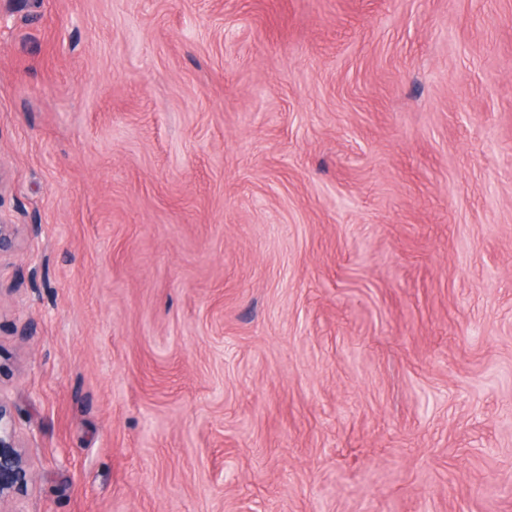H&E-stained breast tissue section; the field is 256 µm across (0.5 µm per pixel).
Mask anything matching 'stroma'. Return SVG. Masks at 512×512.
<instances>
[{"label": "stroma", "instance_id": "35a3bbf8", "mask_svg": "<svg viewBox=\"0 0 512 512\" xmlns=\"http://www.w3.org/2000/svg\"><path fill=\"white\" fill-rule=\"evenodd\" d=\"M0 512H512V0H0ZM11 408L0 397V504L30 480Z\"/></svg>", "mask_w": 512, "mask_h": 512}]
</instances>
